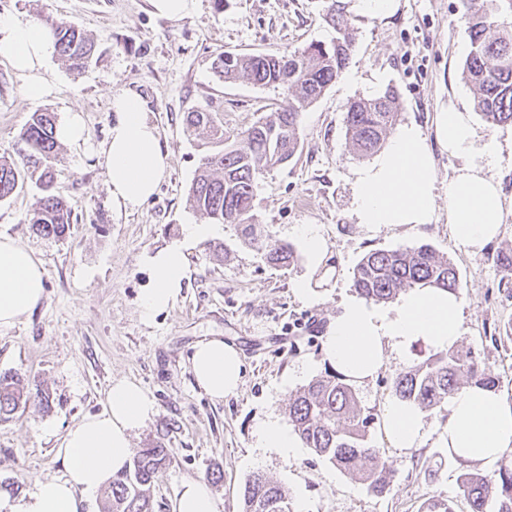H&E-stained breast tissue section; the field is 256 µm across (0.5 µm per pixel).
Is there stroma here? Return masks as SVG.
Returning <instances> with one entry per match:
<instances>
[{"label":"stroma","instance_id":"1","mask_svg":"<svg viewBox=\"0 0 512 512\" xmlns=\"http://www.w3.org/2000/svg\"><path fill=\"white\" fill-rule=\"evenodd\" d=\"M354 48L347 67L325 94L305 108L299 147L285 164L260 174L254 209L258 223L294 247L303 224L317 225L327 252L322 264L300 256L290 267L267 264L242 245L236 228L188 249L190 274L177 301L153 319H143L140 298L151 281L145 255L183 237L187 224L204 223L188 191L206 147L186 131L184 117L198 108L213 112L233 137L283 103L280 89L246 79L224 81L213 69L223 52L276 54L335 35L324 16L332 0H197L195 10L170 19L150 0H0L1 15L37 24L62 18L97 44L93 63L73 73L53 57L50 95L28 96L23 79L0 58V156L17 148L33 113L56 118L78 112L89 141L58 145L54 189L68 201L73 222L60 239L34 235L27 222L42 196L25 180L0 201V235L35 249L46 270V291L32 313L0 328V374L15 372L50 394L48 407H27L0 420V483L19 484L27 495L36 480L65 473L55 455L66 431L85 416L103 411L112 382L138 383L157 412L133 434V447L161 441L173 455L151 488L155 512H172L181 484L207 480L216 512H241L247 478L260 472L285 486L305 512H420L433 500H452L467 512L462 475L484 472L445 447L448 410L424 412L425 437L416 448L390 447L380 425L368 439L381 448L394 476L377 497L327 459L305 448L286 457L257 445V430L270 418L286 420L288 398L328 372L321 345L338 312L353 295L352 269L373 249L427 244L451 258L458 270L464 333L458 346L473 350L512 398V341L492 342L496 324L512 318V298L497 288L494 257L512 248V209L498 237L476 253L453 240L445 191L459 162L435 152L440 212L434 223L415 229L359 224L354 214L355 172L362 159L348 149L344 117L350 101L397 90L398 124L416 123L434 137L436 112L454 106L470 112L477 146L497 142L501 157L492 173L512 198V126H495L474 114L473 88L461 75L470 50L461 0H399L389 16L365 14L358 0H345ZM123 93L138 94L157 126L169 169L154 196L137 211L111 204L102 149L115 120L110 104ZM308 288L300 296L298 284ZM218 336L239 349L241 383L223 401H212L193 377L190 357L200 340ZM416 344L406 363L391 361L367 385L356 387L367 411L379 414L393 399L392 382L406 365L429 357Z\"/></svg>","mask_w":512,"mask_h":512}]
</instances>
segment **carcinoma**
I'll return each instance as SVG.
<instances>
[{"label":"carcinoma","mask_w":512,"mask_h":512,"mask_svg":"<svg viewBox=\"0 0 512 512\" xmlns=\"http://www.w3.org/2000/svg\"><path fill=\"white\" fill-rule=\"evenodd\" d=\"M470 51L462 76L474 89V108L492 125H512V23H498L491 0H463ZM325 21L336 30L331 44L311 43L287 54L219 55L217 72L226 80L246 78L262 87H283L288 94L275 111L260 118L235 139L221 140L222 148L205 154L189 189L191 206L214 224H235L242 242L263 253L270 264L289 267L297 260L293 245L274 238L253 214V197L259 174L283 164L298 147L301 111L320 98L349 64L353 51L350 22L342 8L331 7ZM57 50L77 72L90 62L94 42L60 18H49ZM400 108L396 91L353 101L345 113L346 144L359 157L376 153L393 128ZM56 117L35 112L19 138L12 157H0V201L10 197L25 179L37 177L43 192L29 219L39 237L62 238L72 223L64 197L53 190L49 162L57 151ZM186 127L218 134L212 113L196 109L186 113ZM495 262L501 271L498 287L512 297V251H499ZM356 293L369 303H389L413 288H445L459 294V274L454 263L428 244L418 247L374 249L366 252L352 272ZM499 380L474 353L450 349L438 352L401 372L392 391L404 402L431 411L465 385L497 388ZM49 394L31 393L14 374L0 375V418L33 403L46 406ZM374 415L359 405L354 388L334 372L301 387L288 402V423L304 446L381 496L388 490L393 470L380 449L369 444ZM172 449L158 442L134 449L129 467L109 482L103 512H153L150 487L170 460ZM469 512H512V450L503 453L493 476L466 474L460 484ZM241 512H294L289 492L263 474L249 477L242 492Z\"/></svg>","instance_id":"carcinoma-1"}]
</instances>
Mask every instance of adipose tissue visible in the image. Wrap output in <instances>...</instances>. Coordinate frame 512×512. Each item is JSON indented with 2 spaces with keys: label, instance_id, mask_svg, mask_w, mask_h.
Wrapping results in <instances>:
<instances>
[{
  "label": "adipose tissue",
  "instance_id": "ef3b65f1",
  "mask_svg": "<svg viewBox=\"0 0 512 512\" xmlns=\"http://www.w3.org/2000/svg\"><path fill=\"white\" fill-rule=\"evenodd\" d=\"M55 53V41L45 26L0 16V57L24 78L30 96L49 92L46 65ZM112 110L116 119L104 150L109 196L116 207L134 211L165 178L168 154L138 95L114 97ZM476 139L470 114L453 107L437 113L434 140H427L416 125L398 127L383 152L356 173L358 223L373 229L432 223L438 212L433 157L438 148L461 161L448 181L451 235L467 251L481 250L498 236L506 204L498 182L488 174L499 161L500 147L489 143L479 151ZM146 262L152 282L141 298V314L149 319L173 305L181 293L188 273L184 242L147 256ZM45 282L34 249L0 235V327L14 325L33 311L45 294ZM461 334L459 297L445 289L414 288L389 309L356 298L342 301L322 350L346 381L361 385L372 380L386 360L406 361L415 343L445 351ZM191 366L197 385L220 401L236 391L243 362L231 344L210 338L195 345ZM155 412V401L138 384L115 381L105 409L72 425L64 435L57 454L65 477L37 480L33 492L10 505L9 512H83L128 465L132 433ZM380 424L395 448L419 447L424 438L421 412L409 403H387ZM443 439L458 458L494 465L512 447V401L495 389L464 387L449 400Z\"/></svg>",
  "mask_w": 512,
  "mask_h": 512
}]
</instances>
